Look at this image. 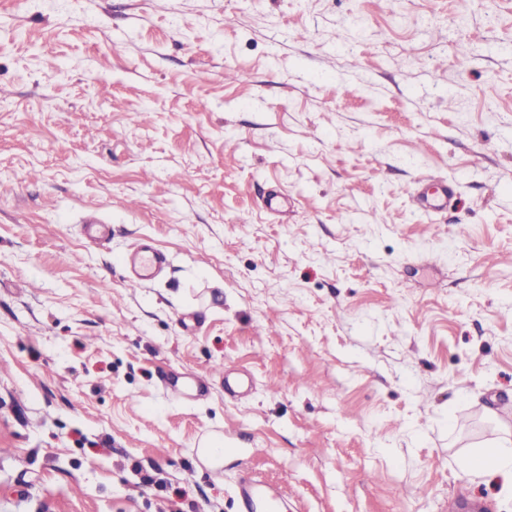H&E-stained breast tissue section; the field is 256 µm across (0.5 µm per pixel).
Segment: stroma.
I'll return each instance as SVG.
<instances>
[{
  "label": "stroma",
  "mask_w": 512,
  "mask_h": 512,
  "mask_svg": "<svg viewBox=\"0 0 512 512\" xmlns=\"http://www.w3.org/2000/svg\"><path fill=\"white\" fill-rule=\"evenodd\" d=\"M510 253L512 0H0V512H512ZM423 181L429 184L421 194H416L414 202L418 210L431 214L441 205L444 198L448 199L451 188L447 180L434 176H428ZM125 261L133 267V272L128 276L130 282L139 283L146 281L153 269L164 265L167 257L151 240L142 239L126 256ZM208 439L201 442L199 448H203V455L201 463H208L212 475H220L223 473V468L219 465L222 460V456L229 454L241 453L244 458L252 454L254 448H245L243 451L241 448H235L230 441L224 440V448H208ZM464 470L481 477L501 476L504 488L512 490V440L499 442L494 450L470 455L466 458ZM236 494L240 512H282L283 493L279 487L257 480L247 467L240 473Z\"/></svg>",
  "instance_id": "stroma-1"
}]
</instances>
